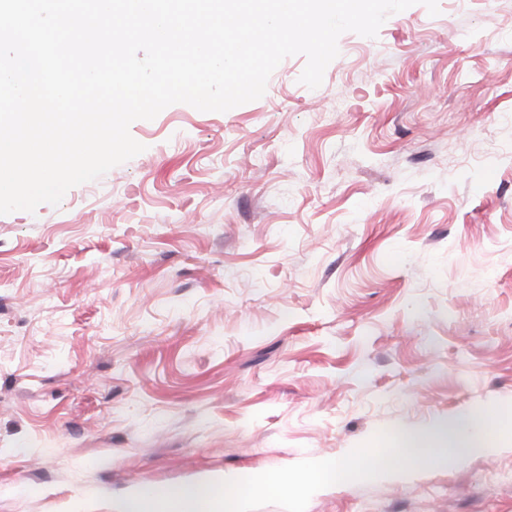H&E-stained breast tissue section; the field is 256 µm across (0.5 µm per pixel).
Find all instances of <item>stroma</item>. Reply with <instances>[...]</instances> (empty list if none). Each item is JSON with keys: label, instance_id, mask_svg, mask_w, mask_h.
Listing matches in <instances>:
<instances>
[{"label": "stroma", "instance_id": "obj_1", "mask_svg": "<svg viewBox=\"0 0 512 512\" xmlns=\"http://www.w3.org/2000/svg\"><path fill=\"white\" fill-rule=\"evenodd\" d=\"M353 32L315 89L168 106L59 206L0 215V512L512 406V0ZM306 512H512V445Z\"/></svg>", "mask_w": 512, "mask_h": 512}]
</instances>
